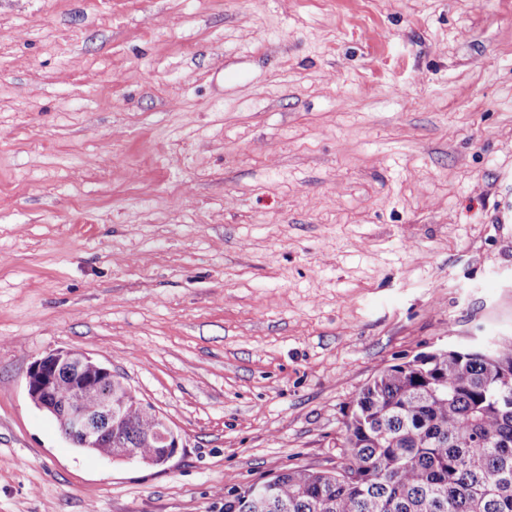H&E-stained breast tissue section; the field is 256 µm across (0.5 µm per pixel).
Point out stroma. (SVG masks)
<instances>
[{"instance_id": "obj_1", "label": "stroma", "mask_w": 512, "mask_h": 512, "mask_svg": "<svg viewBox=\"0 0 512 512\" xmlns=\"http://www.w3.org/2000/svg\"><path fill=\"white\" fill-rule=\"evenodd\" d=\"M512 336V0H0V512H224L384 366ZM81 350L180 435L78 451ZM66 374L71 378V397L61 402L56 390L60 377ZM119 376L105 367L88 353L79 350H58L35 360L26 376L27 392L32 403L47 410L55 419L61 433L74 444L82 448H94L100 456H107L112 448L110 459L123 457V449L128 448L119 440L112 447V429L123 419V405L112 401V386ZM87 396L96 397L95 413H88L84 408ZM126 425L136 438V447L141 456L164 454L156 460H149L137 455L130 448L124 460L146 461L156 466L166 464L179 448L180 436L175 428L165 419L159 417L155 441L148 433L154 428L157 412L149 404L142 407L129 401L126 407ZM103 443L102 448L99 444Z\"/></svg>"}]
</instances>
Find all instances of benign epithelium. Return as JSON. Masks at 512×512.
<instances>
[{
	"label": "benign epithelium",
	"instance_id": "7a95c632",
	"mask_svg": "<svg viewBox=\"0 0 512 512\" xmlns=\"http://www.w3.org/2000/svg\"><path fill=\"white\" fill-rule=\"evenodd\" d=\"M71 378V397L62 402L56 395L62 375ZM119 376L88 353L79 350H58L35 360L26 376L27 392L32 403L48 411L61 433L82 448H96L103 441L123 447L121 441H112V429L123 419V405L112 401V386ZM96 397L95 413L84 408L85 398ZM155 441L165 449L164 454L151 461L166 464L179 448L180 436L164 418L159 419Z\"/></svg>",
	"mask_w": 512,
	"mask_h": 512
}]
</instances>
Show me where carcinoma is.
Wrapping results in <instances>:
<instances>
[{
	"label": "carcinoma",
	"instance_id": "1",
	"mask_svg": "<svg viewBox=\"0 0 512 512\" xmlns=\"http://www.w3.org/2000/svg\"><path fill=\"white\" fill-rule=\"evenodd\" d=\"M157 412L128 402L143 456ZM340 462L268 478L258 507L250 484L224 512H512V337L437 349L384 367L352 403Z\"/></svg>",
	"mask_w": 512,
	"mask_h": 512
}]
</instances>
